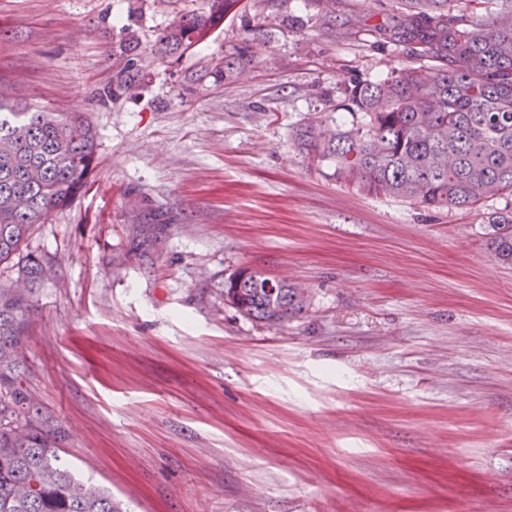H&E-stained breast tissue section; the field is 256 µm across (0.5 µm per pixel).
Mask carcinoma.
Instances as JSON below:
<instances>
[{
    "instance_id": "carcinoma-1",
    "label": "carcinoma",
    "mask_w": 512,
    "mask_h": 512,
    "mask_svg": "<svg viewBox=\"0 0 512 512\" xmlns=\"http://www.w3.org/2000/svg\"><path fill=\"white\" fill-rule=\"evenodd\" d=\"M242 0H202L163 28L161 57L183 56ZM398 35L434 62L376 80L354 81L341 106L366 122L334 131L307 126L297 141L331 159L337 173L375 195L433 208L474 206L512 194V0H402ZM140 8L122 25L123 65L97 93L105 104L141 88L136 27ZM249 49L224 56V77L240 74ZM97 167V135L72 112L21 106L0 92V264L28 246L35 225L68 207ZM489 247L512 264V212L489 224ZM54 274L28 253L17 280L0 282V512H122L107 489L92 491L61 457L68 434L27 384L26 318L41 284ZM224 301L241 314L277 324L301 315L309 292L258 270L224 283Z\"/></svg>"
}]
</instances>
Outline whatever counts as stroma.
<instances>
[{
  "label": "stroma",
  "mask_w": 512,
  "mask_h": 512,
  "mask_svg": "<svg viewBox=\"0 0 512 512\" xmlns=\"http://www.w3.org/2000/svg\"><path fill=\"white\" fill-rule=\"evenodd\" d=\"M180 60L193 0H0V85L98 133V166L31 252L26 333L66 460L125 512H512V196L432 210L364 192L296 141L346 84L420 66L401 0H244ZM144 81L100 104L130 4ZM249 45L243 75L224 56ZM252 268L308 288L270 325L224 302ZM489 247L503 264H512V211L488 225Z\"/></svg>",
  "instance_id": "obj_1"
}]
</instances>
